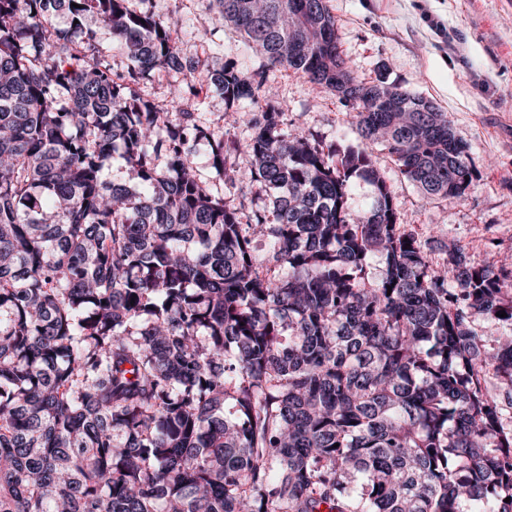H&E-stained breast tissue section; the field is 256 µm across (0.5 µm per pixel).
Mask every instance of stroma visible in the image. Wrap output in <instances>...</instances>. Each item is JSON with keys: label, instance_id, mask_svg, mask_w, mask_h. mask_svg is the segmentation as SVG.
Here are the masks:
<instances>
[{"label": "stroma", "instance_id": "1", "mask_svg": "<svg viewBox=\"0 0 512 512\" xmlns=\"http://www.w3.org/2000/svg\"><path fill=\"white\" fill-rule=\"evenodd\" d=\"M210 0H147L156 15L178 12L183 53L201 61L203 86L194 106L201 121L244 134L239 113L227 110L211 84L213 70L235 62L250 71L263 59L224 24ZM337 35L359 78L382 77L431 99L447 112L479 171L464 199H429L400 172L384 146L369 150L391 192L402 229L434 240L430 255L442 264L444 246H462L468 260L512 272V0H328ZM288 127L323 143L358 146L353 111L325 86L290 71H274Z\"/></svg>", "mask_w": 512, "mask_h": 512}]
</instances>
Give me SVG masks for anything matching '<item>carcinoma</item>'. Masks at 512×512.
Here are the masks:
<instances>
[{"mask_svg": "<svg viewBox=\"0 0 512 512\" xmlns=\"http://www.w3.org/2000/svg\"><path fill=\"white\" fill-rule=\"evenodd\" d=\"M136 2L0 0V512H512V336L472 330L512 325V296L456 244L432 264L369 152L460 200L476 168L448 113L356 76L327 0L298 23L293 0H213L265 69L212 82L266 109L244 139L205 128L180 16ZM280 69L334 91L362 145L288 127ZM162 70L170 109L136 90ZM201 141L271 216L209 188ZM117 151L135 184L102 178ZM356 178L374 202L352 218ZM85 25L87 28L95 32L97 41L107 50V53L110 56L109 60L111 61L114 69L119 71L126 70L128 61L123 56L118 43L112 39V30L110 27L95 16H89L85 21Z\"/></svg>", "mask_w": 512, "mask_h": 512, "instance_id": "carcinoma-1", "label": "carcinoma"}]
</instances>
